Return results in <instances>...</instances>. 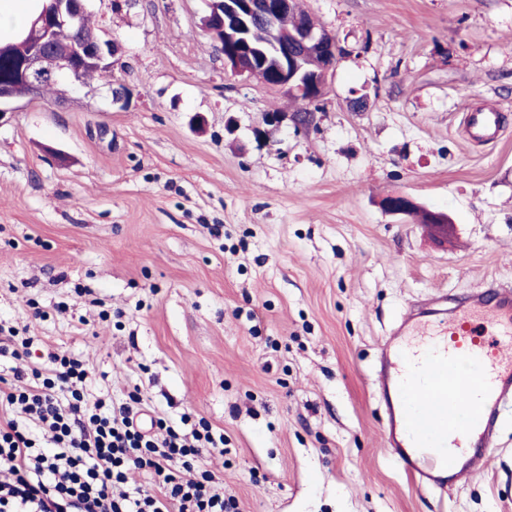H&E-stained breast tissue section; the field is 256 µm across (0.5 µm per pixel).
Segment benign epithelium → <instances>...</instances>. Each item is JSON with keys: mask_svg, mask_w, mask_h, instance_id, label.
I'll return each mask as SVG.
<instances>
[{"mask_svg": "<svg viewBox=\"0 0 512 512\" xmlns=\"http://www.w3.org/2000/svg\"><path fill=\"white\" fill-rule=\"evenodd\" d=\"M294 0H210L209 13L203 19L208 31L218 25L224 30V42L230 47L224 53V63L239 75L254 78L262 83L287 90H299L306 100H318L324 90V77L337 59L338 45L335 38L321 28L312 17L296 20L295 30L282 44L264 50L249 43L253 27L261 25L276 29L279 18L293 11ZM88 11V0H49L43 13L34 21L33 37L27 38V50L14 64V77L0 78V121L11 105L18 101L13 92V78L22 80L27 88L26 99L39 100L45 85L58 84L63 79L76 83L84 67L99 64L105 56H115L118 45L105 38L97 29H85L81 17ZM60 26H68L73 39L50 49L44 43ZM296 127L309 126L314 121L312 112H268L263 122L266 126L280 128L287 122ZM383 208L394 215L416 217L422 212L406 195L388 196ZM428 227L434 239H448L452 224L439 212H426Z\"/></svg>", "mask_w": 512, "mask_h": 512, "instance_id": "7a95c632", "label": "benign epithelium"}]
</instances>
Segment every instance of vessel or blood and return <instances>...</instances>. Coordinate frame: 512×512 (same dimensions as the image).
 Segmentation results:
<instances>
[{
    "label": "vessel or blood",
    "instance_id": "b4317fda",
    "mask_svg": "<svg viewBox=\"0 0 512 512\" xmlns=\"http://www.w3.org/2000/svg\"><path fill=\"white\" fill-rule=\"evenodd\" d=\"M469 128L475 139L495 138L498 109L470 113ZM447 300L407 305L385 334L375 378L386 442L431 491L483 467L512 399V289L477 288L452 308Z\"/></svg>",
    "mask_w": 512,
    "mask_h": 512
}]
</instances>
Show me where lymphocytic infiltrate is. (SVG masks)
I'll return each mask as SVG.
<instances>
[{
    "label": "lymphocytic infiltrate",
    "instance_id": "obj_1",
    "mask_svg": "<svg viewBox=\"0 0 512 512\" xmlns=\"http://www.w3.org/2000/svg\"><path fill=\"white\" fill-rule=\"evenodd\" d=\"M50 361L0 387V512H238L219 480L196 467L203 451L223 450V432L187 414L143 424L140 393L91 396L83 360ZM133 470L146 486L129 487Z\"/></svg>",
    "mask_w": 512,
    "mask_h": 512
}]
</instances>
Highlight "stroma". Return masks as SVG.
<instances>
[{"instance_id": "1", "label": "stroma", "mask_w": 512, "mask_h": 512, "mask_svg": "<svg viewBox=\"0 0 512 512\" xmlns=\"http://www.w3.org/2000/svg\"><path fill=\"white\" fill-rule=\"evenodd\" d=\"M342 53L316 122L260 139L287 90L234 74L208 0H91L110 72L0 121V324L15 365L85 360L143 422L224 434L199 469L240 512H512V405L446 493L393 461L372 388L408 303L512 288V0H299ZM492 106L502 135L467 140ZM450 217L447 246L386 213ZM383 208L390 214L410 216L413 218L419 213H425L427 216L424 214L420 223L427 225L431 229L435 240L439 242L448 240V234L452 227L448 218L439 212L420 209L413 200L406 195L387 196L383 200ZM427 219L430 224L426 223ZM31 337H19L12 329H1L0 326V356H10L13 359H20L23 355L29 354L32 345Z\"/></svg>"}]
</instances>
